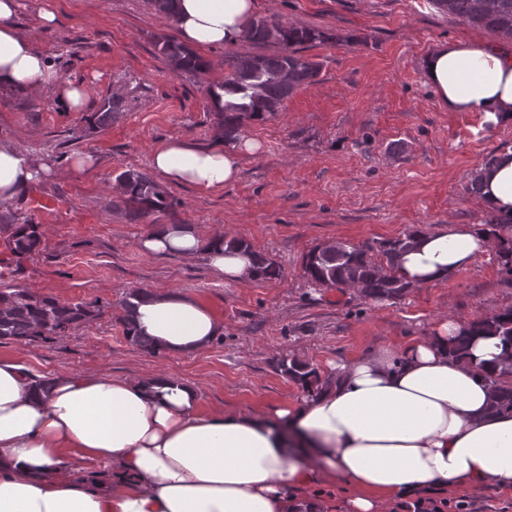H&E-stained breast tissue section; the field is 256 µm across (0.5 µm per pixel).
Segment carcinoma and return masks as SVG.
<instances>
[{
  "instance_id": "carcinoma-1",
  "label": "carcinoma",
  "mask_w": 512,
  "mask_h": 512,
  "mask_svg": "<svg viewBox=\"0 0 512 512\" xmlns=\"http://www.w3.org/2000/svg\"><path fill=\"white\" fill-rule=\"evenodd\" d=\"M432 3L473 27L512 38V0H432ZM246 39L262 47H272L274 51L228 57L224 60V80L208 88L210 99L216 96V89L224 90V104L217 116L227 144L240 139L244 121L268 120L282 110L295 91L314 84L320 74V63L302 54V46L333 42L336 36L319 28L260 17L252 21ZM157 46L177 73L200 74L208 70L200 56L174 38L164 37ZM113 108V101H102L99 111L87 115L88 123L97 128L107 126L112 122ZM116 183L127 214L133 220L173 209L168 192L145 173L125 170L116 176ZM36 228L38 225L28 217L11 214L0 219V233L7 235L10 251L18 258L39 251L41 234ZM418 233L419 230L413 229L393 239L361 246L342 241L318 245L304 258L305 276L314 286L354 288L372 301L398 299L411 288L399 274V260L413 248ZM255 256L257 280H273L283 275V269L274 260L258 252ZM495 256L501 270L512 275V240L497 242ZM136 296L134 290L122 303L124 335L151 352V342L132 335L130 317ZM102 315L103 310L95 301L67 303L18 285L0 284V340L45 343L65 335L81 322ZM474 336H498L504 345L512 346V317L487 316L476 321L461 334L459 346H466ZM280 367L294 381L316 375L315 369L293 359H283ZM493 392L494 409L512 410L511 382H494Z\"/></svg>"
}]
</instances>
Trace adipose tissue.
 Segmentation results:
<instances>
[{
	"label": "adipose tissue",
	"instance_id": "ef3b65f1",
	"mask_svg": "<svg viewBox=\"0 0 512 512\" xmlns=\"http://www.w3.org/2000/svg\"><path fill=\"white\" fill-rule=\"evenodd\" d=\"M256 0H175L171 18L186 46L242 42ZM17 0H0V88L30 94L57 88L68 108H86L82 85L62 81L16 22ZM424 80L451 112L512 122V47L445 42L425 58ZM252 139L200 147L173 137L155 148L152 172L208 194L236 182ZM46 160L0 143V201L54 175ZM492 226L451 224L420 232L401 259L416 286L468 268L493 238H512V149L481 174ZM216 228L158 224L141 236L146 253L205 257L225 283L253 276L255 257L230 251ZM131 321L155 350L193 356L224 329L193 294L143 291ZM467 323L444 316L427 335L337 365L330 381H305L299 400L224 413L202 406L193 381L165 372L145 379L106 373L37 381L0 358V512H325L312 485L344 484L349 512H386L427 486L495 483L512 489V413L491 410L492 386L512 355L499 339L453 348ZM81 469H74V462Z\"/></svg>",
	"mask_w": 512,
	"mask_h": 512
}]
</instances>
